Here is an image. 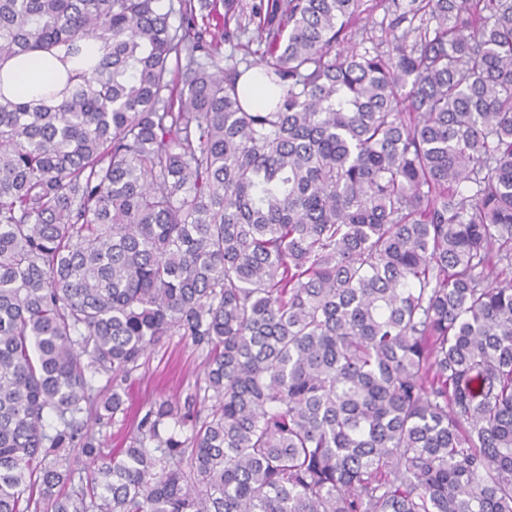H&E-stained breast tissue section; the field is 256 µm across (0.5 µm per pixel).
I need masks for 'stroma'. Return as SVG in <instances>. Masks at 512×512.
<instances>
[{
	"label": "stroma",
	"mask_w": 512,
	"mask_h": 512,
	"mask_svg": "<svg viewBox=\"0 0 512 512\" xmlns=\"http://www.w3.org/2000/svg\"><path fill=\"white\" fill-rule=\"evenodd\" d=\"M391 19L383 0H363L355 23L358 32L379 39V51L391 53L393 38L382 37L381 30ZM208 347L196 344L190 337L175 333L163 340L141 360L137 370L123 381L125 410L122 413L93 421L92 428L104 448L120 447L132 436L139 421L158 399H171L181 408L180 422L166 423V434L178 440L190 437L194 427L205 417L201 403L193 396L204 385V364Z\"/></svg>",
	"instance_id": "1"
}]
</instances>
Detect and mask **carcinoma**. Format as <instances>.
I'll return each instance as SVG.
<instances>
[{
  "mask_svg": "<svg viewBox=\"0 0 512 512\" xmlns=\"http://www.w3.org/2000/svg\"><path fill=\"white\" fill-rule=\"evenodd\" d=\"M180 2L181 34L0 0V67L73 63L0 92V512H512V0H389L392 58L348 44L362 0ZM199 17L255 25L273 110ZM177 330L208 419L166 437L156 401L104 452L88 419ZM3 80V92L6 96L19 91L25 97L42 96L48 84L56 92L66 81V72L62 62L48 53L23 55L10 60L0 70ZM238 89L241 101L245 110L255 112L264 109V104L268 99L272 89H270L261 79L258 71H247L238 81ZM270 107H267L268 111Z\"/></svg>",
  "mask_w": 512,
  "mask_h": 512,
  "instance_id": "carcinoma-1",
  "label": "carcinoma"
}]
</instances>
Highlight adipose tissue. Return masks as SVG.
Listing matches in <instances>:
<instances>
[{
    "label": "adipose tissue",
    "mask_w": 512,
    "mask_h": 512,
    "mask_svg": "<svg viewBox=\"0 0 512 512\" xmlns=\"http://www.w3.org/2000/svg\"><path fill=\"white\" fill-rule=\"evenodd\" d=\"M65 81L62 62L47 53L23 55L0 68V91L7 95L18 92L28 98L39 97L48 86L61 90Z\"/></svg>",
    "instance_id": "1"
}]
</instances>
